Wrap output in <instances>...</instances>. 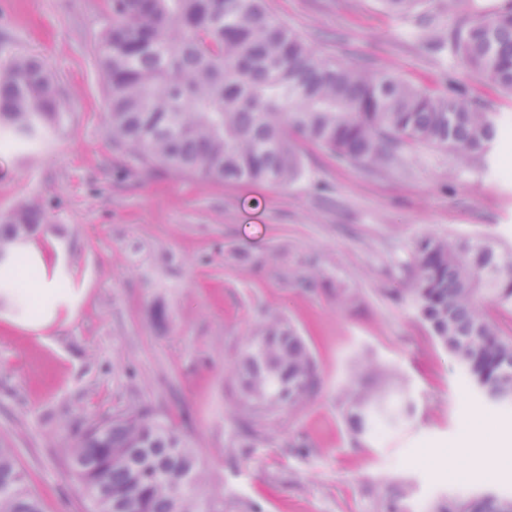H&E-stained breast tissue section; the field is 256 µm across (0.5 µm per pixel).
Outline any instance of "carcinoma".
Here are the masks:
<instances>
[{
  "mask_svg": "<svg viewBox=\"0 0 512 512\" xmlns=\"http://www.w3.org/2000/svg\"><path fill=\"white\" fill-rule=\"evenodd\" d=\"M98 47L112 144L146 165L205 180L287 185L305 172L300 136L342 162L383 165L402 145L460 159L486 154L500 128L461 90L434 93L399 76L373 74L317 54L273 21L263 0H112ZM451 47L485 81L512 93V4L470 21ZM66 114L56 76L35 56L0 63V144L42 143ZM44 221L23 207L0 221V251ZM414 304L472 385L512 406V338L480 309L512 310V251L483 239L420 238L413 248ZM243 425L316 392L317 366L303 338L280 319L250 339L237 368ZM373 389L348 402L358 435L411 413ZM70 469L91 512H224L205 493L207 467L167 421L130 408L90 423L69 449ZM0 512H44L13 450L0 448ZM434 512H512L487 495Z\"/></svg>",
  "mask_w": 512,
  "mask_h": 512,
  "instance_id": "carcinoma-1",
  "label": "carcinoma"
}]
</instances>
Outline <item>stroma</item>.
Segmentation results:
<instances>
[{"mask_svg":"<svg viewBox=\"0 0 512 512\" xmlns=\"http://www.w3.org/2000/svg\"><path fill=\"white\" fill-rule=\"evenodd\" d=\"M506 0H264L321 55L393 72L438 93L463 87L502 129L486 156L403 146L382 166L303 142L288 186L215 183L144 165L108 137L97 47L104 0H0V61L22 53L58 78L67 116L44 144L0 152V217L35 205L23 243L66 292L46 324L0 299V445L14 449L45 512H88L67 451L87 424L135 406L165 419L207 464L227 512H406L512 496V408L490 404L413 306L415 242L487 239L512 249V96L454 55L449 38ZM290 322L319 386L239 447L234 367L270 318ZM402 387L410 417L384 440L356 438L347 395L361 367ZM478 428L495 471L457 443Z\"/></svg>","mask_w":512,"mask_h":512,"instance_id":"35a3bbf8","label":"stroma"}]
</instances>
